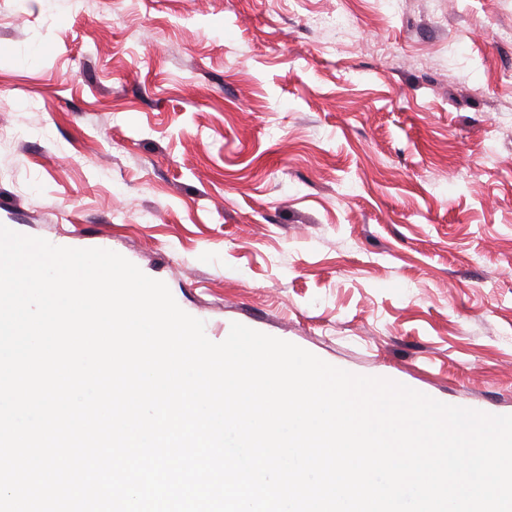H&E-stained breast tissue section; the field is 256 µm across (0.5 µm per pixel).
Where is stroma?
Wrapping results in <instances>:
<instances>
[{"mask_svg": "<svg viewBox=\"0 0 512 512\" xmlns=\"http://www.w3.org/2000/svg\"><path fill=\"white\" fill-rule=\"evenodd\" d=\"M505 29L512 0H0V224L122 255L212 342L512 415Z\"/></svg>", "mask_w": 512, "mask_h": 512, "instance_id": "1", "label": "stroma"}]
</instances>
